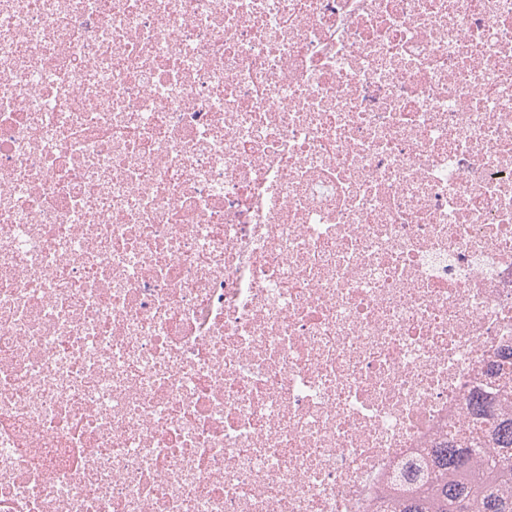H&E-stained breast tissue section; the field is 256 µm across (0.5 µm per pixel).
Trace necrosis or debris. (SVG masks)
<instances>
[{
	"instance_id": "4bbe7bcc",
	"label": "necrosis or debris",
	"mask_w": 512,
	"mask_h": 512,
	"mask_svg": "<svg viewBox=\"0 0 512 512\" xmlns=\"http://www.w3.org/2000/svg\"><path fill=\"white\" fill-rule=\"evenodd\" d=\"M512 346V0H0V512H376Z\"/></svg>"
}]
</instances>
